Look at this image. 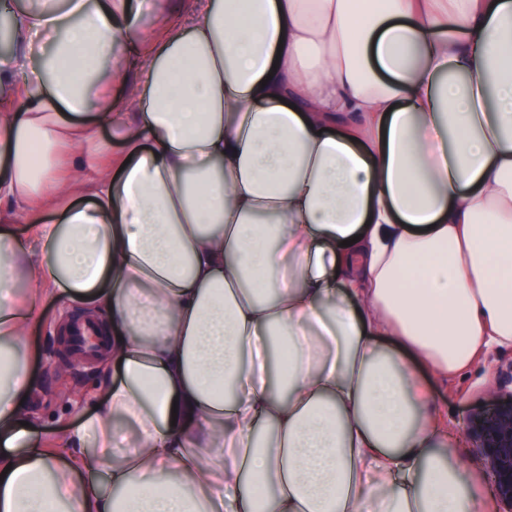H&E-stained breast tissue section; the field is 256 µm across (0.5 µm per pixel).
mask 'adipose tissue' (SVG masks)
Here are the masks:
<instances>
[{
	"label": "adipose tissue",
	"mask_w": 512,
	"mask_h": 512,
	"mask_svg": "<svg viewBox=\"0 0 512 512\" xmlns=\"http://www.w3.org/2000/svg\"><path fill=\"white\" fill-rule=\"evenodd\" d=\"M151 7L0 0V512H492L416 369L512 345V0ZM51 296L113 370L47 439Z\"/></svg>",
	"instance_id": "adipose-tissue-1"
}]
</instances>
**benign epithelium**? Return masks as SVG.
<instances>
[{
	"label": "benign epithelium",
	"instance_id": "obj_1",
	"mask_svg": "<svg viewBox=\"0 0 512 512\" xmlns=\"http://www.w3.org/2000/svg\"><path fill=\"white\" fill-rule=\"evenodd\" d=\"M488 407L472 410L465 429L482 461L501 512H512V363L488 389Z\"/></svg>",
	"mask_w": 512,
	"mask_h": 512
}]
</instances>
